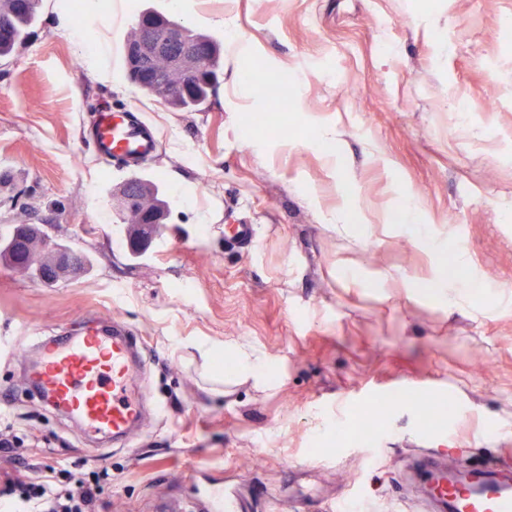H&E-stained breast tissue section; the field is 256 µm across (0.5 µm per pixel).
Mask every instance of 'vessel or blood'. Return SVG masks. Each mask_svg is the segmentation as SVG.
Instances as JSON below:
<instances>
[{"label": "vessel or blood", "instance_id": "obj_1", "mask_svg": "<svg viewBox=\"0 0 512 512\" xmlns=\"http://www.w3.org/2000/svg\"><path fill=\"white\" fill-rule=\"evenodd\" d=\"M89 144L104 163L122 161L126 170H143L158 149L150 124L131 110L98 112ZM31 370L32 384L44 401L75 418L93 434L126 439L157 404L133 390L131 375L145 362L140 337L121 328L83 329L40 345ZM431 488L423 512H512V482L490 478L485 470L460 462L428 471ZM269 490L237 491L206 484L198 497L170 500L157 512H266Z\"/></svg>", "mask_w": 512, "mask_h": 512}]
</instances>
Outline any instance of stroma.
<instances>
[{
	"instance_id": "stroma-1",
	"label": "stroma",
	"mask_w": 512,
	"mask_h": 512,
	"mask_svg": "<svg viewBox=\"0 0 512 512\" xmlns=\"http://www.w3.org/2000/svg\"><path fill=\"white\" fill-rule=\"evenodd\" d=\"M42 0L27 42L0 60L1 224H45L86 252L52 288L0 269V437L33 467L81 478L112 466L104 512H152L196 478L289 493L327 512H414L418 462L470 448L512 471V0ZM151 11L214 37L224 74L202 112H177L129 83L124 42ZM289 110L251 116L256 81ZM135 109L160 140L149 174L169 202L145 255L127 253L106 167L84 137L98 104ZM229 224L257 228L253 245ZM362 227L360 238L342 232ZM455 267L482 292L450 305L425 288ZM26 320L124 323L145 345L134 378L164 407L120 446L44 406L30 382ZM264 359L263 385L234 369ZM493 367L476 373L472 354ZM451 402L441 420L405 399ZM392 399L376 415L371 388ZM415 461L405 470L402 458Z\"/></svg>"
}]
</instances>
